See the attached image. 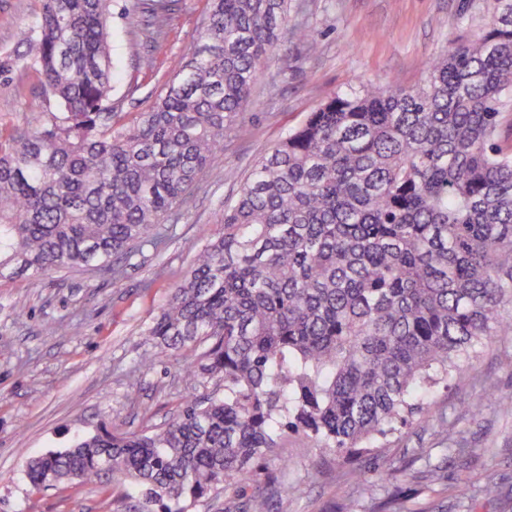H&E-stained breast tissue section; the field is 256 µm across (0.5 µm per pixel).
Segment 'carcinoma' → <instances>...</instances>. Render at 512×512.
<instances>
[{"mask_svg": "<svg viewBox=\"0 0 512 512\" xmlns=\"http://www.w3.org/2000/svg\"><path fill=\"white\" fill-rule=\"evenodd\" d=\"M41 2L20 43L62 111L0 144V278H117L112 260L158 248L224 135L244 132L288 0H210L182 70L130 124L109 104L112 0ZM497 2L422 84L337 93L257 162L144 331L184 353L179 413L31 458L33 489L127 481L137 512H191L236 493L287 430L370 448L430 415L432 386L512 334V0ZM163 10L139 0L122 14L152 27L156 53Z\"/></svg>", "mask_w": 512, "mask_h": 512, "instance_id": "carcinoma-1", "label": "carcinoma"}]
</instances>
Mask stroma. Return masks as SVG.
Returning a JSON list of instances; mask_svg holds the SVG:
<instances>
[{
  "label": "stroma",
  "instance_id": "stroma-1",
  "mask_svg": "<svg viewBox=\"0 0 512 512\" xmlns=\"http://www.w3.org/2000/svg\"><path fill=\"white\" fill-rule=\"evenodd\" d=\"M112 109L134 118L149 111L196 41L208 0H173L167 50L152 55L138 29L118 13ZM289 24L314 43L282 35L243 113L244 134L226 135L218 163L190 201L166 223L169 239L107 269L55 270L0 279V512H129L128 486L111 494L91 485L31 489L29 457L69 447L101 425L126 432L159 426L187 396L180 356L138 366L154 315L189 271L194 253L221 229L225 200L235 197L256 160L336 93L366 84L416 85L450 40L488 19L496 0H289ZM39 0H0V132L38 127L59 105L43 88L17 31L34 22ZM494 396L482 397L484 386ZM429 417L354 454L325 451L285 432L257 461L237 493L197 512H239L246 497L269 498L272 512H512V335L493 337L451 387H436ZM475 411H468V404ZM470 498L456 492L459 481ZM499 494L483 493L487 482Z\"/></svg>",
  "mask_w": 512,
  "mask_h": 512
}]
</instances>
